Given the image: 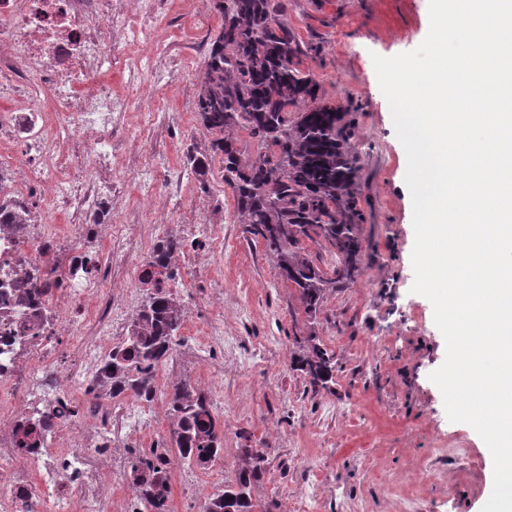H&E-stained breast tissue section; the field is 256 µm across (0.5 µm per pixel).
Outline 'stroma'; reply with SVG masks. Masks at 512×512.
Instances as JSON below:
<instances>
[{
    "label": "stroma",
    "instance_id": "35a3bbf8",
    "mask_svg": "<svg viewBox=\"0 0 512 512\" xmlns=\"http://www.w3.org/2000/svg\"><path fill=\"white\" fill-rule=\"evenodd\" d=\"M180 2L163 0L158 46L122 45L119 64L96 76L124 91L123 60L163 51L168 78L148 83L135 101L117 164L131 166L142 153L152 158L170 200V233L190 223L224 234L221 265L185 274L188 316L180 339L187 372L224 399V456L198 479L210 491L223 488L247 446L267 456V473L253 492L259 512H481L493 463L470 425L448 420L429 378L444 361L445 340L431 302L411 291L407 156L372 61L420 45L429 0H284L283 17L307 49L302 64L322 101L340 108L359 157L353 197L365 271L328 293L314 317L277 259L245 233L221 160L212 159L201 175L188 162L210 141L196 99L222 20L213 15L199 33ZM144 112L159 113V122L142 123ZM216 291L223 301L206 304ZM216 322L236 340L233 351L209 343ZM310 336L336 360L330 389L314 390L291 365Z\"/></svg>",
    "mask_w": 512,
    "mask_h": 512
}]
</instances>
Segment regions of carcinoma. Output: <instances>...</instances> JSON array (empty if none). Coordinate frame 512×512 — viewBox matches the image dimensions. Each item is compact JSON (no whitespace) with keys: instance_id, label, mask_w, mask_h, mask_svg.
<instances>
[{"instance_id":"obj_1","label":"carcinoma","mask_w":512,"mask_h":512,"mask_svg":"<svg viewBox=\"0 0 512 512\" xmlns=\"http://www.w3.org/2000/svg\"><path fill=\"white\" fill-rule=\"evenodd\" d=\"M279 8L280 0H221V30L208 47L197 111L214 135L209 154L224 163V184L244 218L245 232L278 257L282 276L315 315L328 292L360 274L364 247L350 193L359 169L340 125L341 113L318 101L316 81L300 68L304 51L279 19ZM237 128L255 139L254 154H246L228 136ZM207 155L190 156L197 172H204ZM25 211L19 197L0 190V213L20 224ZM316 238L339 258L331 276L297 255L301 240ZM173 247L172 240L157 247L145 272L146 300L131 336L112 350L103 368L112 388L147 401L155 394L154 371L170 356L184 321L166 293L151 284L154 269L164 267ZM292 365L315 389L335 381L334 357L313 337ZM168 405L170 447L152 450L130 466L131 487L150 512H169L166 454L174 450L190 465L208 469L224 453V421L204 391L190 392L176 383ZM266 462L262 449H241L234 479L206 498L202 512H257L253 489L262 481Z\"/></svg>"}]
</instances>
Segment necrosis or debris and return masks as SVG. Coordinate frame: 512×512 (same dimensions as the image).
Segmentation results:
<instances>
[{"label": "necrosis or debris", "instance_id": "obj_1", "mask_svg": "<svg viewBox=\"0 0 512 512\" xmlns=\"http://www.w3.org/2000/svg\"><path fill=\"white\" fill-rule=\"evenodd\" d=\"M161 0H0V144L20 159L14 178L34 223L21 232L0 225V512H143L135 494L115 497L114 449L137 452L138 433L156 423L155 401L113 393L102 366L123 342L140 310V276L168 233L163 220L116 223L114 132L126 125L144 73L162 76L168 63L134 60L126 94L95 83L116 45L154 43ZM53 93L45 108L42 88ZM66 215L65 226L52 220ZM109 242L106 252L89 242ZM174 265L162 286L179 298L178 268L214 266L223 255L219 232L183 225ZM68 250L63 279L26 302L23 267L48 248ZM47 416L53 430L21 452L24 425Z\"/></svg>", "mask_w": 512, "mask_h": 512}]
</instances>
